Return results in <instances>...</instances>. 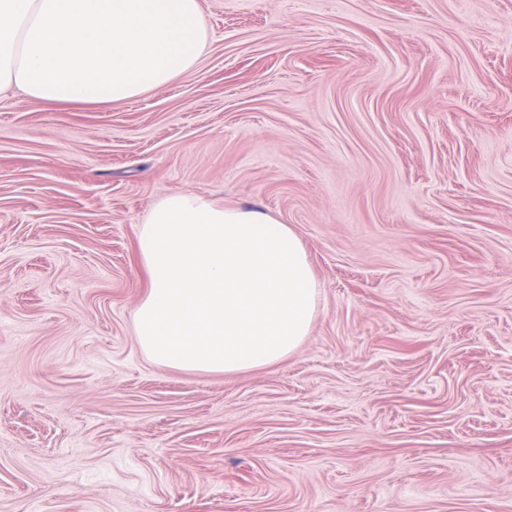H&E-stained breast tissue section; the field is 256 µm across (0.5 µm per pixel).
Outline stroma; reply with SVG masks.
Here are the masks:
<instances>
[{
	"instance_id": "35a3bbf8",
	"label": "stroma",
	"mask_w": 512,
	"mask_h": 512,
	"mask_svg": "<svg viewBox=\"0 0 512 512\" xmlns=\"http://www.w3.org/2000/svg\"><path fill=\"white\" fill-rule=\"evenodd\" d=\"M200 5L164 87L0 98V512H512V0ZM180 192L301 238L288 359L141 353Z\"/></svg>"
}]
</instances>
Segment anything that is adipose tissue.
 <instances>
[{
	"label": "adipose tissue",
	"instance_id": "1",
	"mask_svg": "<svg viewBox=\"0 0 512 512\" xmlns=\"http://www.w3.org/2000/svg\"><path fill=\"white\" fill-rule=\"evenodd\" d=\"M207 44L199 0H0V95L124 102L193 69ZM138 256L150 287L135 341L172 370L229 377L282 362L320 312L302 240L261 211L168 195L140 227Z\"/></svg>",
	"mask_w": 512,
	"mask_h": 512
}]
</instances>
